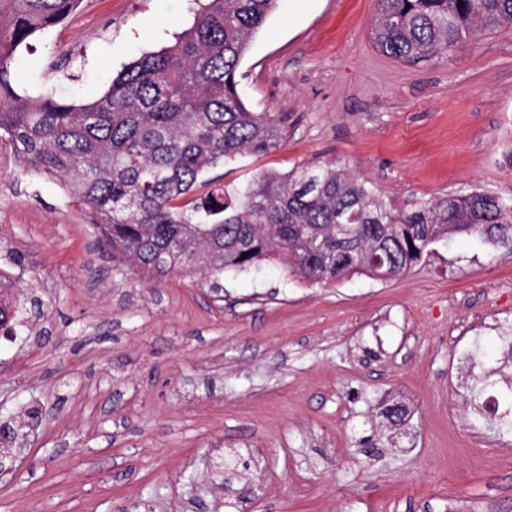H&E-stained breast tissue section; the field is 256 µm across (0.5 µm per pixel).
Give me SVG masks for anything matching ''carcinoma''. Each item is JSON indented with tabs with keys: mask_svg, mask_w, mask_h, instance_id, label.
<instances>
[{
	"mask_svg": "<svg viewBox=\"0 0 512 512\" xmlns=\"http://www.w3.org/2000/svg\"><path fill=\"white\" fill-rule=\"evenodd\" d=\"M79 0H0V138L52 179L102 236L113 265L153 284L202 270L217 279L265 262L322 286L355 274L388 279L428 246L477 235L512 247V198L481 189L400 208L335 164L262 173L241 185L206 175L282 146L285 123L254 112L240 63L277 0H207L175 42L125 66L85 102L15 89L17 52ZM371 38L401 62L430 59L480 29L512 24V0H378ZM23 425H0V445Z\"/></svg>",
	"mask_w": 512,
	"mask_h": 512,
	"instance_id": "carcinoma-1",
	"label": "carcinoma"
}]
</instances>
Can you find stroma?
<instances>
[{
	"label": "stroma",
	"instance_id": "35a3bbf8",
	"mask_svg": "<svg viewBox=\"0 0 512 512\" xmlns=\"http://www.w3.org/2000/svg\"><path fill=\"white\" fill-rule=\"evenodd\" d=\"M195 0H80L19 49V92L100 96L189 26ZM377 0H278L239 71L283 145L216 168L243 184L330 162L395 203L512 196V25L402 63L370 40ZM0 265L42 298L0 334V419L39 412L0 512H512V252L432 244L406 273L330 286L278 263L147 285L114 268L56 181L0 141ZM404 406L405 424L386 419Z\"/></svg>",
	"mask_w": 512,
	"mask_h": 512
}]
</instances>
